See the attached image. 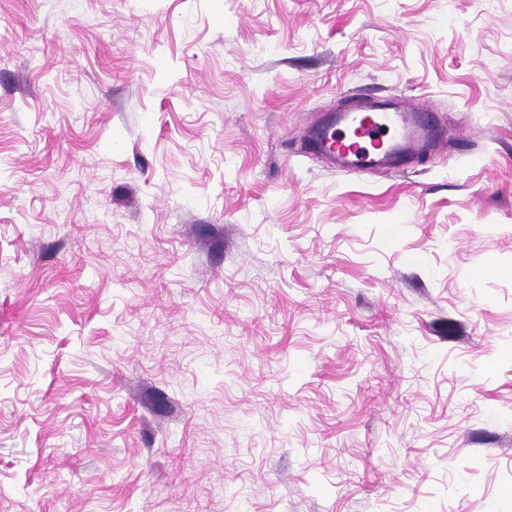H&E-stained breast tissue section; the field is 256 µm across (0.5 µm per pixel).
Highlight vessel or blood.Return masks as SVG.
I'll return each mask as SVG.
<instances>
[{
  "mask_svg": "<svg viewBox=\"0 0 512 512\" xmlns=\"http://www.w3.org/2000/svg\"><path fill=\"white\" fill-rule=\"evenodd\" d=\"M431 127L421 112L404 108L390 112H349L319 130L315 141L327 156L366 165L385 156L388 149L424 141Z\"/></svg>",
  "mask_w": 512,
  "mask_h": 512,
  "instance_id": "1",
  "label": "vessel or blood"
}]
</instances>
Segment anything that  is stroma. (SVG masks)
<instances>
[{"label": "stroma", "instance_id": "obj_1", "mask_svg": "<svg viewBox=\"0 0 512 512\" xmlns=\"http://www.w3.org/2000/svg\"><path fill=\"white\" fill-rule=\"evenodd\" d=\"M0 512H512V0H0ZM353 124V138L347 139L342 127L353 128ZM430 132L431 126L421 112L406 106L390 112L340 114L333 125L317 132L315 141L327 156L348 161L353 166H368L366 164L385 156L388 149L418 144Z\"/></svg>", "mask_w": 512, "mask_h": 512}]
</instances>
